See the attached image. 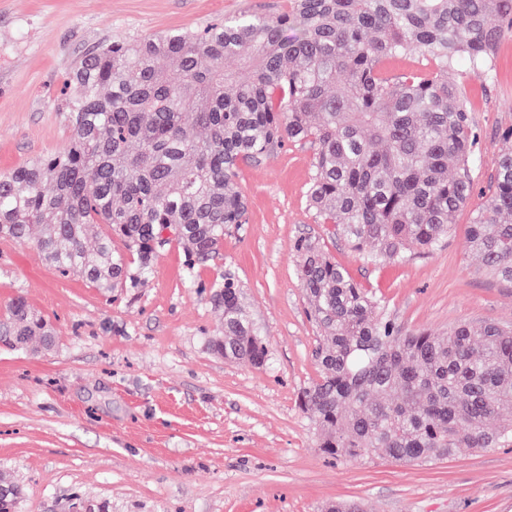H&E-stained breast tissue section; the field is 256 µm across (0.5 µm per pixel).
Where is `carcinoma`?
<instances>
[{"label":"carcinoma","instance_id":"cac0c4a2","mask_svg":"<svg viewBox=\"0 0 512 512\" xmlns=\"http://www.w3.org/2000/svg\"><path fill=\"white\" fill-rule=\"evenodd\" d=\"M511 36L512 0H291L272 19L240 14L192 33L95 45L66 81L68 146L0 172V237L32 243L60 271L112 293L151 278L168 232L192 280L224 247V231L247 223L240 165L298 142L313 148L306 203L320 223L375 264L403 262L412 245L433 253L470 198L480 155L470 101L448 74L465 66L489 79ZM412 56L411 67H387ZM228 58L247 76L224 69ZM496 164L466 243L511 283L512 131ZM94 224L108 231L92 243ZM293 250L320 330L318 379L299 397L317 447L423 463L512 444L511 423L490 426L512 405L511 329L402 333L384 301L315 240L300 237ZM209 299L224 314L211 349L268 366L238 280L222 277ZM54 344L23 297L0 312L1 346L35 353ZM24 497L0 479V512Z\"/></svg>","mask_w":512,"mask_h":512}]
</instances>
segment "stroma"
<instances>
[{
    "label": "stroma",
    "instance_id": "1",
    "mask_svg": "<svg viewBox=\"0 0 512 512\" xmlns=\"http://www.w3.org/2000/svg\"><path fill=\"white\" fill-rule=\"evenodd\" d=\"M287 0H0V171L66 148L64 81L90 47L163 30H194L243 12L277 16ZM482 153L474 190L447 241L429 255L375 265L306 206L313 151L288 145L241 165L248 223L230 227L214 260L185 281L170 242L140 288L112 296L62 274L32 245L0 239V311L16 297L56 331L39 356L0 347V471L27 487L18 512H68L82 496L107 512H512V447L427 463L384 454L329 456L299 406L318 376V332L306 314L292 251L315 237L404 332L469 322L512 324V283L466 247L495 157L512 130V38L492 80L465 78ZM242 286L272 365L214 354L222 318L204 292L224 272Z\"/></svg>",
    "mask_w": 512,
    "mask_h": 512
}]
</instances>
